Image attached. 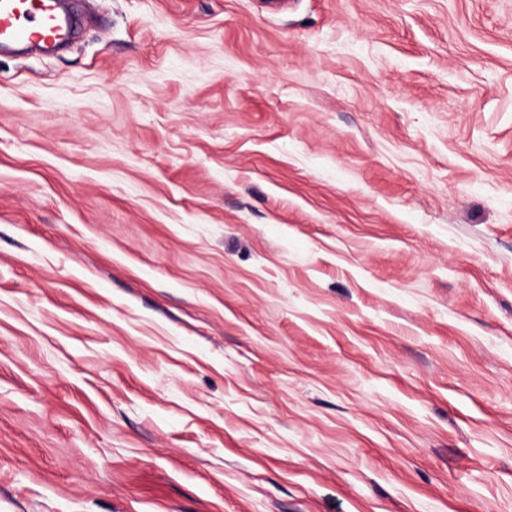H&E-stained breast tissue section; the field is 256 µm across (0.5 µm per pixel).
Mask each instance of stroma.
Segmentation results:
<instances>
[{
  "instance_id": "1",
  "label": "stroma",
  "mask_w": 512,
  "mask_h": 512,
  "mask_svg": "<svg viewBox=\"0 0 512 512\" xmlns=\"http://www.w3.org/2000/svg\"><path fill=\"white\" fill-rule=\"evenodd\" d=\"M268 2L0 54V512H512V0Z\"/></svg>"
}]
</instances>
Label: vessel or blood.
I'll list each match as a JSON object with an SVG mask.
<instances>
[{
	"label": "vessel or blood",
	"mask_w": 512,
	"mask_h": 512,
	"mask_svg": "<svg viewBox=\"0 0 512 512\" xmlns=\"http://www.w3.org/2000/svg\"><path fill=\"white\" fill-rule=\"evenodd\" d=\"M81 28L77 14L59 0H0V51L18 46L37 48Z\"/></svg>",
	"instance_id": "1"
}]
</instances>
